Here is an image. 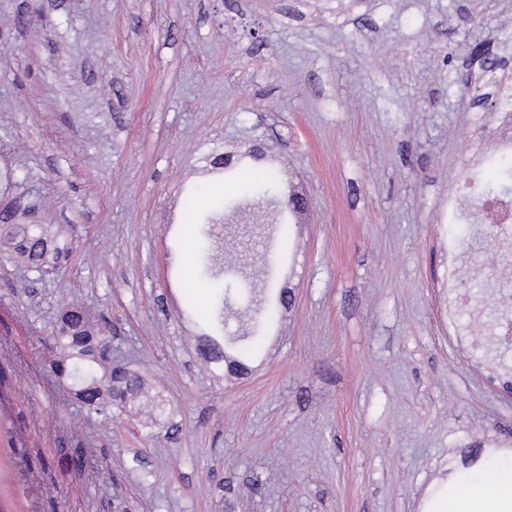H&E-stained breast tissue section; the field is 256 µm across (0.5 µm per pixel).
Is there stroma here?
I'll list each match as a JSON object with an SVG mask.
<instances>
[{"mask_svg":"<svg viewBox=\"0 0 512 512\" xmlns=\"http://www.w3.org/2000/svg\"><path fill=\"white\" fill-rule=\"evenodd\" d=\"M477 45L512 57V0H0V171L72 239L44 275L0 266V512H419L512 460L487 371L512 347L458 340L477 309L500 322L512 256L443 219L465 131L500 119ZM228 152L277 190L262 227L220 226L193 291L201 218L238 196ZM227 283L275 304L259 337L242 301L208 320ZM66 303L143 381L110 415L51 368ZM205 336L248 374L206 364Z\"/></svg>","mask_w":512,"mask_h":512,"instance_id":"stroma-1","label":"stroma"}]
</instances>
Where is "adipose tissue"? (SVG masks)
Returning a JSON list of instances; mask_svg holds the SVG:
<instances>
[{
	"label": "adipose tissue",
	"mask_w": 512,
	"mask_h": 512,
	"mask_svg": "<svg viewBox=\"0 0 512 512\" xmlns=\"http://www.w3.org/2000/svg\"><path fill=\"white\" fill-rule=\"evenodd\" d=\"M429 512H512V467H494L467 481L446 485Z\"/></svg>",
	"instance_id": "ef3b65f1"
}]
</instances>
